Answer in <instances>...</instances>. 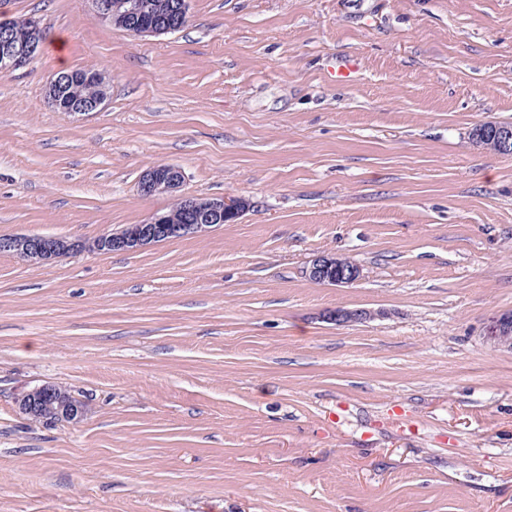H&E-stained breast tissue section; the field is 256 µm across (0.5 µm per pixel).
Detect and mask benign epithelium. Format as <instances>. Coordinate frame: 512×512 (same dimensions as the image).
<instances>
[{
	"label": "benign epithelium",
	"instance_id": "1",
	"mask_svg": "<svg viewBox=\"0 0 512 512\" xmlns=\"http://www.w3.org/2000/svg\"><path fill=\"white\" fill-rule=\"evenodd\" d=\"M129 25L136 29L139 36H156L173 30L171 22L160 20L149 26H141L134 18ZM38 51L34 43L16 46L9 42L0 44V74L5 75L25 66ZM86 79L103 85L105 74L99 69L81 73H67L57 76L49 87V101L61 106L70 113L83 116L98 112L104 107L106 95L99 94L90 99H76L69 95V88L76 82ZM484 138L494 142L502 154H512L511 126H484L481 130ZM181 170L168 164H158L147 170L140 181V191L145 195L174 194L181 201L183 213L188 217L185 224H170L165 215L154 216L144 224H137L125 234L110 233L100 237L102 252L136 251L149 245L167 241L184 235H195L209 228L236 220L245 208V203L236 198H221L211 202L206 208L198 206L195 197L180 193L182 187ZM82 241L68 237L43 235H0V253L15 255L23 260L50 263L57 258L78 253ZM313 281L331 285L350 284L360 277L357 265H348L339 257L318 256L311 261L307 270ZM370 313L363 310L338 309L331 315L338 323L363 321ZM512 335V314H504L489 327L487 340L496 346L508 345L507 338ZM22 414L32 418H41L52 409L64 422H77L85 414V403L67 393L60 387L43 385L27 392L20 400Z\"/></svg>",
	"mask_w": 512,
	"mask_h": 512
}]
</instances>
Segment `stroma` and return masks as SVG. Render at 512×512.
Here are the masks:
<instances>
[{
	"label": "stroma",
	"mask_w": 512,
	"mask_h": 512,
	"mask_svg": "<svg viewBox=\"0 0 512 512\" xmlns=\"http://www.w3.org/2000/svg\"><path fill=\"white\" fill-rule=\"evenodd\" d=\"M46 37L0 74V235L93 241L183 194L231 224L42 264L0 253V512H512V0H189L137 37L91 0H0ZM350 82H333L336 60ZM103 111L47 104L62 70ZM321 253L356 282L310 280ZM370 311L344 325L336 307ZM65 388L76 424L35 422ZM90 68H80L78 71L81 73H67L57 76L50 84L49 87V101L54 106H61L65 110L57 107H52L58 112H67L77 116L88 115L92 112H98L104 107L106 101L105 94H99L101 92L98 85L103 86L106 80L105 74L99 69L87 70ZM86 70V71H84ZM86 79L88 81L95 82L91 83H80L71 88L70 95L76 98H89L90 99H76L69 95L68 89L71 85L76 82ZM67 110V111H66ZM481 133L485 139H489L497 146L501 154H512V127L511 125L488 126L486 124ZM510 335H512V314H504L492 323L486 337L496 346H508L506 340ZM19 409L31 419H40L48 409H52L62 421L77 422L85 414V403L72 395L70 397L65 389L43 385L27 392L20 400Z\"/></svg>",
	"instance_id": "1"
}]
</instances>
